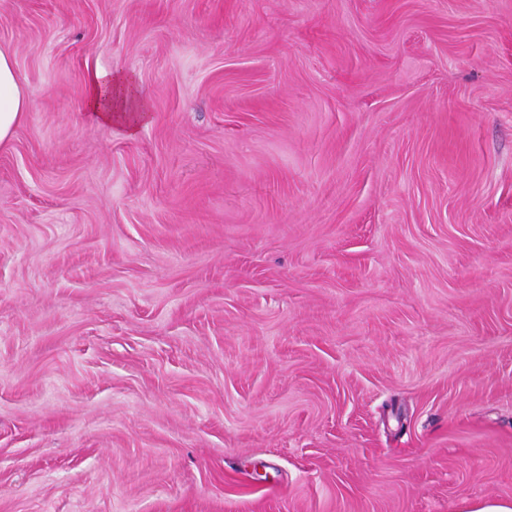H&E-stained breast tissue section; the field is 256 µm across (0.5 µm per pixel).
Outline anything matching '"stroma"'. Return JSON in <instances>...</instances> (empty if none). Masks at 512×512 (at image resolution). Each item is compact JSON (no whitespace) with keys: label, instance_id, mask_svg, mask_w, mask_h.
<instances>
[{"label":"stroma","instance_id":"35a3bbf8","mask_svg":"<svg viewBox=\"0 0 512 512\" xmlns=\"http://www.w3.org/2000/svg\"><path fill=\"white\" fill-rule=\"evenodd\" d=\"M0 49V512L512 497V0H0ZM29 108L13 55L0 49V144L11 137ZM86 106L97 124L122 126L129 133L145 122L148 112L134 77L126 73L94 72L88 80Z\"/></svg>","mask_w":512,"mask_h":512}]
</instances>
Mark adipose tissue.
Wrapping results in <instances>:
<instances>
[{
  "instance_id": "adipose-tissue-1",
  "label": "adipose tissue",
  "mask_w": 512,
  "mask_h": 512,
  "mask_svg": "<svg viewBox=\"0 0 512 512\" xmlns=\"http://www.w3.org/2000/svg\"><path fill=\"white\" fill-rule=\"evenodd\" d=\"M87 109L100 125L135 131L147 118L134 77L126 73L94 72L88 80ZM30 108L11 53L0 50V143L7 141Z\"/></svg>"
}]
</instances>
